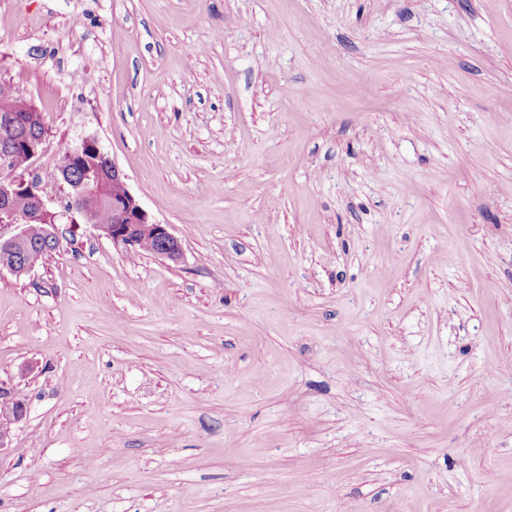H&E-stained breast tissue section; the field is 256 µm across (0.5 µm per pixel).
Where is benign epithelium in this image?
<instances>
[{
	"mask_svg": "<svg viewBox=\"0 0 512 512\" xmlns=\"http://www.w3.org/2000/svg\"><path fill=\"white\" fill-rule=\"evenodd\" d=\"M0 124L18 127L22 117L11 106L7 87L0 88ZM30 157L17 151L14 143L0 146V270H6L16 277L30 275L39 261L43 260L48 249H57L60 245L58 226L50 224L44 228V247L29 248L22 262L8 260L16 248L27 242L28 225L41 223L52 214L42 194L38 173L33 162L39 155L37 143H29ZM101 171L84 172L80 181L70 185L69 195L72 208L81 209L84 204L100 198L99 176ZM99 234L109 238L115 244L125 247L136 246L139 237L156 241L157 256L172 262H178L183 255L181 242L169 230V225L153 220L142 208L139 201L126 191L117 207V223L96 225ZM27 415V403L18 398L14 389L0 379V451L9 447L12 426L21 422Z\"/></svg>",
	"mask_w": 512,
	"mask_h": 512,
	"instance_id": "1",
	"label": "benign epithelium"
}]
</instances>
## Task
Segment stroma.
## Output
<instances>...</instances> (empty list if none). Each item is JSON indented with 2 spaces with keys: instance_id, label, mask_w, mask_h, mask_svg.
Returning a JSON list of instances; mask_svg holds the SVG:
<instances>
[{
  "instance_id": "obj_1",
  "label": "stroma",
  "mask_w": 512,
  "mask_h": 512,
  "mask_svg": "<svg viewBox=\"0 0 512 512\" xmlns=\"http://www.w3.org/2000/svg\"><path fill=\"white\" fill-rule=\"evenodd\" d=\"M171 263L0 272V512H512V0H0ZM110 453H101L102 445ZM27 415V403L18 398L13 387L0 379V451L11 443L12 426L18 424Z\"/></svg>"
}]
</instances>
